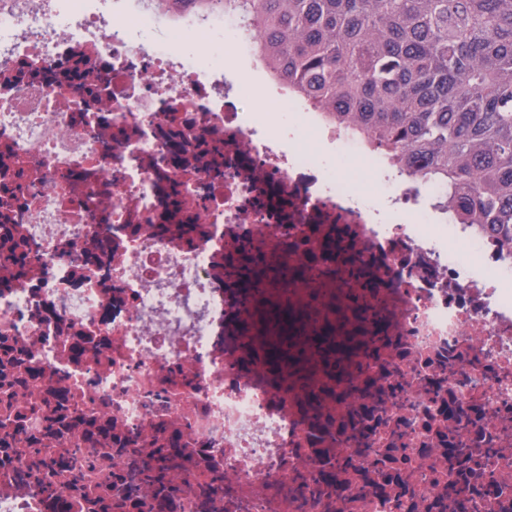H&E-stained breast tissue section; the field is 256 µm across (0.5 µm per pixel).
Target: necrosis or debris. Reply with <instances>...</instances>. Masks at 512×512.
Wrapping results in <instances>:
<instances>
[{"label": "necrosis or debris", "instance_id": "necrosis-or-debris-1", "mask_svg": "<svg viewBox=\"0 0 512 512\" xmlns=\"http://www.w3.org/2000/svg\"><path fill=\"white\" fill-rule=\"evenodd\" d=\"M61 2L0 0V512H512V267L406 182L374 220L287 87L285 139L131 41L155 0ZM274 282L343 374L269 377ZM277 288H267V291L257 296L255 301L256 313L254 318L251 319L247 324V329L255 335L259 329L264 327L268 333L272 349L277 350L284 347V344L271 332V325L276 321L274 314V304L277 301Z\"/></svg>", "mask_w": 512, "mask_h": 512}]
</instances>
